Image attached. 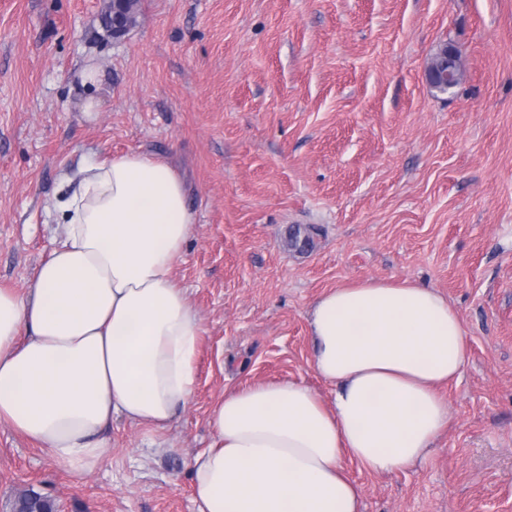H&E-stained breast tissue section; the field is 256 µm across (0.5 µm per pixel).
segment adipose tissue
<instances>
[{
	"label": "adipose tissue",
	"instance_id": "adipose-tissue-1",
	"mask_svg": "<svg viewBox=\"0 0 512 512\" xmlns=\"http://www.w3.org/2000/svg\"><path fill=\"white\" fill-rule=\"evenodd\" d=\"M66 235L25 295L0 289V422L84 478L113 418L165 431L196 386L201 318L173 267L195 216L167 162L83 164L59 205ZM324 402L282 380L225 392L188 464L197 512H361L344 467L423 464L449 424L441 386L468 360L457 310L409 279L322 293L307 313Z\"/></svg>",
	"mask_w": 512,
	"mask_h": 512
}]
</instances>
